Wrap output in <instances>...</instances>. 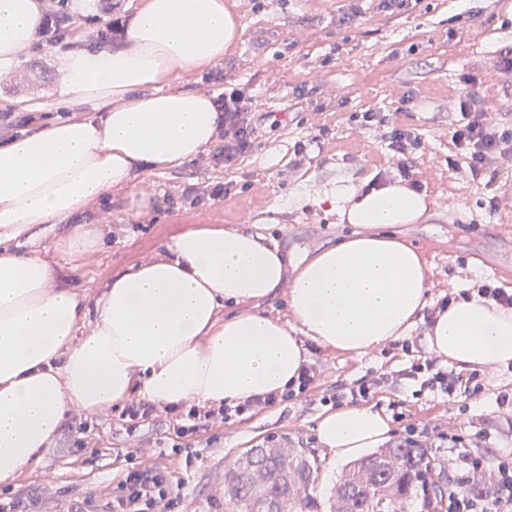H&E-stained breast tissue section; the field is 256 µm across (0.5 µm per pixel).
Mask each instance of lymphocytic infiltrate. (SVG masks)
<instances>
[{"label":"lymphocytic infiltrate","mask_w":512,"mask_h":512,"mask_svg":"<svg viewBox=\"0 0 512 512\" xmlns=\"http://www.w3.org/2000/svg\"><path fill=\"white\" fill-rule=\"evenodd\" d=\"M243 94L239 89L224 93L216 101L221 114L218 137L221 147L212 155L217 163L233 166L249 153L257 140L256 129L252 126L247 110L242 105ZM461 119L452 133L451 142L465 157L471 177L495 171L499 160L512 158V124L488 118L483 108V99L478 93H469L459 100ZM365 124L386 128L390 149L399 156L398 172L401 177H410L413 161L410 154L420 144L413 130L394 125L388 114L365 111ZM400 377L418 382L421 390L437 392L453 397L457 389L474 396L482 386L477 375L460 377L447 367L441 366L434 358L412 363L399 372ZM276 395L236 406L235 410L190 406L186 411V424L176 427L177 437H185L215 423L229 420L231 413H245L253 408L274 406ZM448 446V463L458 477L448 487L447 512H512V458L500 457L497 464L473 448L462 435L452 433L440 437ZM492 468L494 490L487 496H477L467 490L472 476ZM180 499V489L174 486L166 475L156 468L132 461L126 476L113 487L105 504L106 512H174Z\"/></svg>","instance_id":"f902f5d3"}]
</instances>
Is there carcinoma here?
Masks as SVG:
<instances>
[{"label":"carcinoma","mask_w":512,"mask_h":512,"mask_svg":"<svg viewBox=\"0 0 512 512\" xmlns=\"http://www.w3.org/2000/svg\"><path fill=\"white\" fill-rule=\"evenodd\" d=\"M244 465L224 474V492L241 512H254L258 500L276 512H316L307 493L313 477L311 451L257 445L246 451ZM428 470L425 450L400 444L373 452L348 465L334 489L336 512H398Z\"/></svg>","instance_id":"cac0c4a2"}]
</instances>
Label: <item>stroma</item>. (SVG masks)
<instances>
[{"mask_svg":"<svg viewBox=\"0 0 512 512\" xmlns=\"http://www.w3.org/2000/svg\"><path fill=\"white\" fill-rule=\"evenodd\" d=\"M75 0H65L72 6ZM239 17V39L215 69L185 70L169 82L171 92L218 96L226 84L243 89L251 123L258 132L253 150L232 169L198 157L163 172L141 171L124 187L87 204L59 224H42L19 247L51 256L60 286L95 298L112 274L164 252L171 236L191 224L264 234L289 254L314 256L350 235L325 191L336 185L360 189L396 174L382 130L364 127L368 110L390 114L421 139L415 180L427 198L424 215L396 228L426 263L434 303L458 296L484 280L512 290V162L500 163L493 183L472 179L462 156L449 152L460 118L459 95L480 87L489 111L512 119V74L495 66L512 52V0H408L391 13L379 0H224ZM103 0L71 13L72 25L54 43L37 41L18 67L0 76V113L29 117V130L67 117L90 118L104 110L90 100L61 97L63 59L75 48H93L104 18ZM407 111H399L401 99ZM281 127H273V117ZM232 182L228 196L184 202L186 191H208ZM497 209H490L491 197ZM96 225L102 243L81 258L55 250L56 240ZM426 325L411 332V352L389 345L354 356L305 341L319 381L294 400L248 412L194 435L177 438L179 413H159L137 435L126 433L118 411L70 412L52 445L10 485L0 500L28 497L42 488L29 512H82L85 503H103L123 479L127 452L169 473L181 486L178 512H237L224 493V474L260 443L310 448L317 457L311 496L328 506L343 469L333 465L316 440L321 413L335 410V391L383 378L368 402L391 416L393 405L406 414L391 424V443L403 442L405 424L443 476H450L448 451L438 436L454 432L471 439L484 428L492 438L488 458L512 452V407L500 393L512 391V367L486 370L483 392L458 393L449 400L433 392L413 398L416 382L398 370L425 359ZM87 430H80V423ZM181 451H174V444Z\"/></svg>","mask_w":512,"mask_h":512,"instance_id":"obj_1","label":"stroma"}]
</instances>
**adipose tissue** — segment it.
Listing matches in <instances>:
<instances>
[{
    "mask_svg": "<svg viewBox=\"0 0 512 512\" xmlns=\"http://www.w3.org/2000/svg\"><path fill=\"white\" fill-rule=\"evenodd\" d=\"M39 21L37 0H0L1 75L36 42ZM240 32L224 0H144L127 46L65 56L62 95L105 111L0 145V483L51 447L71 410L120 409L134 398L233 408L281 395L298 384L304 339L364 355L408 336L430 306L426 263L394 233L426 201L397 183L332 189L355 232L293 263L261 234L193 224L91 300L58 287L41 254L18 253L36 226L65 221L138 168L182 165L214 142L213 97L164 86L179 71L219 63ZM280 288L285 319L260 307ZM426 338L460 370L511 366L512 308L450 301ZM316 435L340 464L387 442L390 426L373 407L348 406L321 417Z\"/></svg>",
    "mask_w": 512,
    "mask_h": 512,
    "instance_id": "ef3b65f1",
    "label": "adipose tissue"
}]
</instances>
